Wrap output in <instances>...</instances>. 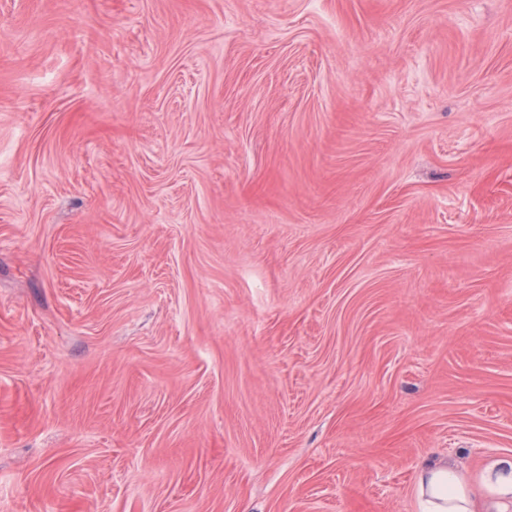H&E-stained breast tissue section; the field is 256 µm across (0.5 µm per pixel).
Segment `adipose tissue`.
Wrapping results in <instances>:
<instances>
[{
	"mask_svg": "<svg viewBox=\"0 0 512 512\" xmlns=\"http://www.w3.org/2000/svg\"><path fill=\"white\" fill-rule=\"evenodd\" d=\"M417 494L425 512H512V456L489 461L474 485L450 462L423 461Z\"/></svg>",
	"mask_w": 512,
	"mask_h": 512,
	"instance_id": "ef3b65f1",
	"label": "adipose tissue"
}]
</instances>
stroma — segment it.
Instances as JSON below:
<instances>
[{
  "label": "stroma",
  "instance_id": "1",
  "mask_svg": "<svg viewBox=\"0 0 512 512\" xmlns=\"http://www.w3.org/2000/svg\"><path fill=\"white\" fill-rule=\"evenodd\" d=\"M504 455L512 0H0V512Z\"/></svg>",
  "mask_w": 512,
  "mask_h": 512
}]
</instances>
